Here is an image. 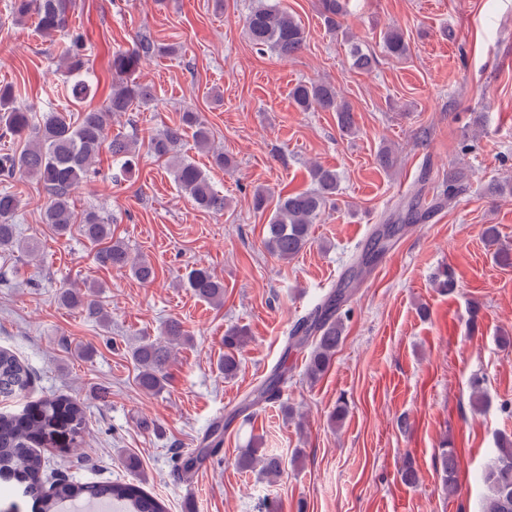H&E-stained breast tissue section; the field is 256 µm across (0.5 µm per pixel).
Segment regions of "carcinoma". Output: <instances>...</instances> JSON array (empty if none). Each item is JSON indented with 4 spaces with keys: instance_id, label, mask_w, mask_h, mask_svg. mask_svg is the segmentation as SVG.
<instances>
[{
    "instance_id": "obj_1",
    "label": "carcinoma",
    "mask_w": 512,
    "mask_h": 512,
    "mask_svg": "<svg viewBox=\"0 0 512 512\" xmlns=\"http://www.w3.org/2000/svg\"><path fill=\"white\" fill-rule=\"evenodd\" d=\"M9 7L17 21L35 19L37 31L45 36L58 31L65 33L59 57L65 74L74 78L68 93L75 101L86 98L90 91L91 71L85 36L70 28L69 15L74 9V0H10ZM321 15L328 31L336 33L343 30L346 0H321ZM246 27L251 43L260 54L273 51L282 58H290L300 53L306 44L305 27L274 0H258L246 18ZM382 47L392 59H405L410 54L409 43L396 29L384 32ZM154 52V41L147 35H141L132 48L114 53L112 93L100 107L85 109L74 119L51 110L37 120L30 109L17 105L14 85H0V138L8 136L24 141L20 151L0 154V179L8 181L22 175L39 182L47 194L43 223L50 225L59 236L70 234L72 227L78 226L82 236L97 246L95 259L100 266L128 268L138 281L145 284L156 280L153 264L131 256L128 246L113 237L109 218L95 209L76 211L71 198L75 187L96 174L94 164L104 147L111 155L118 175L126 176L132 172L137 157V139L121 132L110 137L108 131L112 117L153 101L152 88L131 80V76L141 59ZM348 56L352 67L361 71L371 70L376 63L373 53L358 42H349ZM290 96L304 112L336 113L339 129L346 134L353 132V113L333 86L313 81L300 82L291 89ZM188 129L192 130L198 147H211L210 129L199 120L197 113L185 110L179 124L164 128L150 139L148 149L169 164L174 182L198 208L221 213L224 211V196L219 194L205 172L176 154ZM467 177L468 173L463 168L448 170L442 181V200L453 201ZM311 178L314 189L277 197L266 224L264 246L281 260L288 261L305 249L310 243L311 225L318 223L327 207L335 201L339 182L336 171L315 165L311 168ZM18 207L16 194L7 189L0 190V250L17 251L33 257L39 251V242L18 235L14 224ZM385 248L386 244L379 242V236H374L361 257L359 270L330 292L288 336L287 348L290 350L312 345L306 368L309 380L320 379L330 368L343 341L344 325L340 310L349 300L361 269L371 265ZM186 285L205 302L218 305L224 299V284L206 269L191 270ZM60 302L80 309L87 318L98 323L105 322L107 318L93 292L70 288L60 294ZM162 335L170 342L180 344L185 341L187 332L179 321L171 319L164 325ZM247 340V332L243 328L231 327L225 331L224 356L219 362L224 378L236 375L239 369L238 350ZM133 358L139 368V386L151 394L163 390L168 380V348L159 341L144 337L133 350ZM285 383L284 371L275 369L267 381L249 396L241 411L278 398ZM29 385L28 367L10 351L0 349V396L8 398L19 394ZM36 409L34 415L0 414V481L22 488L23 496L33 500L37 512H59L60 503L71 499H112L123 502L126 512H165L157 498L133 482L74 483L60 479L49 489H44L38 479L44 461L37 449L53 443L62 428L68 431L71 440H82L86 416L82 403L65 398L44 399ZM237 466L245 471L258 467L260 473L267 477H278L282 473L281 459L262 448L261 439L255 436L249 438L241 450ZM456 471L453 451L445 445L438 455V473L442 490L447 494L456 490ZM481 480L487 493L479 512H512L511 437L502 435L498 438Z\"/></svg>"
}]
</instances>
